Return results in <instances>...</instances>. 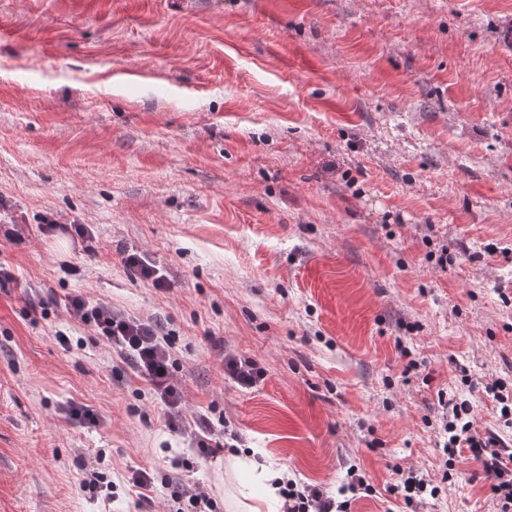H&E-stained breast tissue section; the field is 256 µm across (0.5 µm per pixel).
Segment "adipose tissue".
<instances>
[{"mask_svg": "<svg viewBox=\"0 0 512 512\" xmlns=\"http://www.w3.org/2000/svg\"><path fill=\"white\" fill-rule=\"evenodd\" d=\"M234 470L243 472L245 481L226 493L229 512H280L284 499L280 493L282 473L259 461L254 455H238Z\"/></svg>", "mask_w": 512, "mask_h": 512, "instance_id": "1", "label": "adipose tissue"}]
</instances>
